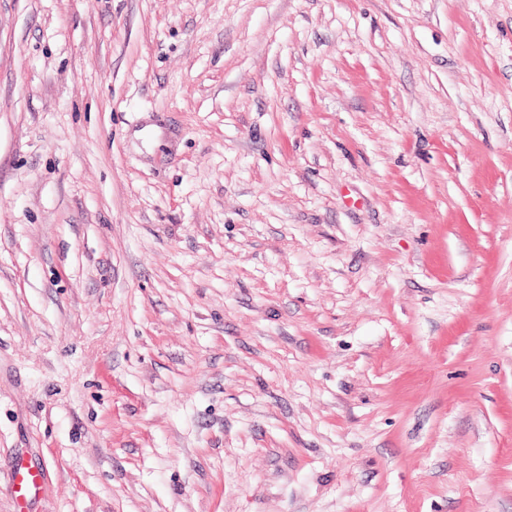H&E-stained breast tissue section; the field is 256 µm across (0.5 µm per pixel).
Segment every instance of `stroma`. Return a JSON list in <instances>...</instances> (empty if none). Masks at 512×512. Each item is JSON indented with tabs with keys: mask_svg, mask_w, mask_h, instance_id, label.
Segmentation results:
<instances>
[{
	"mask_svg": "<svg viewBox=\"0 0 512 512\" xmlns=\"http://www.w3.org/2000/svg\"><path fill=\"white\" fill-rule=\"evenodd\" d=\"M512 512V0H0V512ZM42 479L43 476L39 472L32 473L19 469L11 474L9 485L12 493L16 494L17 498L26 499L27 496L36 494L41 486Z\"/></svg>",
	"mask_w": 512,
	"mask_h": 512,
	"instance_id": "stroma-1",
	"label": "stroma"
}]
</instances>
